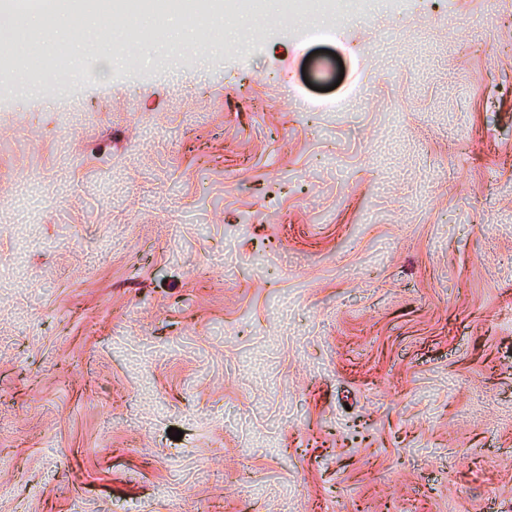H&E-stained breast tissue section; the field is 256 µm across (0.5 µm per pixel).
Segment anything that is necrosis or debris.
<instances>
[{"mask_svg":"<svg viewBox=\"0 0 512 512\" xmlns=\"http://www.w3.org/2000/svg\"><path fill=\"white\" fill-rule=\"evenodd\" d=\"M105 8L124 21L123 26L101 35V47L112 52L142 38L167 39L168 18L174 13L201 28L227 21L238 24L247 18H263L274 25L289 15L297 17L303 37L318 38L324 34L320 18L341 17L346 5L345 0H0V17L12 20L10 27L0 30V38L12 46L9 55L0 57V73L6 75L8 84L18 86L47 74L68 78L56 27L33 29L27 18L37 12L64 21Z\"/></svg>","mask_w":512,"mask_h":512,"instance_id":"obj_1","label":"necrosis or debris"}]
</instances>
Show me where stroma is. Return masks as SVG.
<instances>
[{
	"mask_svg": "<svg viewBox=\"0 0 512 512\" xmlns=\"http://www.w3.org/2000/svg\"><path fill=\"white\" fill-rule=\"evenodd\" d=\"M112 25L0 96V512H512V0Z\"/></svg>",
	"mask_w": 512,
	"mask_h": 512,
	"instance_id": "35a3bbf8",
	"label": "stroma"
}]
</instances>
